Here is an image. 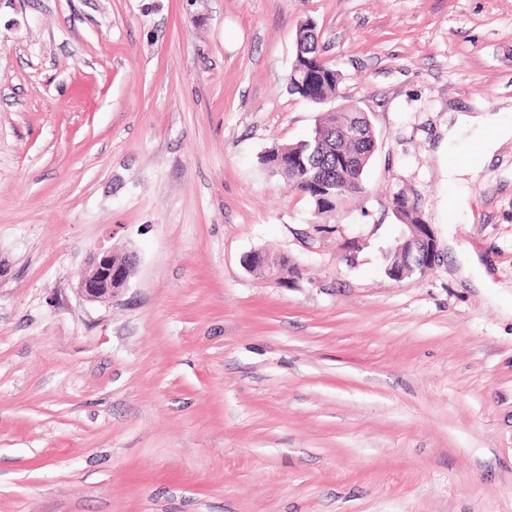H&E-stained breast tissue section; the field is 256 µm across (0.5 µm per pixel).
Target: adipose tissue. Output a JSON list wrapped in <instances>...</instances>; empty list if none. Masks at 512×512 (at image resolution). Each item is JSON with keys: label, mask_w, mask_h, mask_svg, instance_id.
I'll return each instance as SVG.
<instances>
[{"label": "adipose tissue", "mask_w": 512, "mask_h": 512, "mask_svg": "<svg viewBox=\"0 0 512 512\" xmlns=\"http://www.w3.org/2000/svg\"><path fill=\"white\" fill-rule=\"evenodd\" d=\"M472 131L477 144L476 151L467 163L449 166L447 170L448 186L458 189L466 178L474 176L481 161L490 158L498 147L512 139V125L494 118L476 119L460 112L448 115L449 134Z\"/></svg>", "instance_id": "1"}]
</instances>
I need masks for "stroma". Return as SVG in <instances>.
Masks as SVG:
<instances>
[{
    "instance_id": "obj_1",
    "label": "stroma",
    "mask_w": 512,
    "mask_h": 512,
    "mask_svg": "<svg viewBox=\"0 0 512 512\" xmlns=\"http://www.w3.org/2000/svg\"><path fill=\"white\" fill-rule=\"evenodd\" d=\"M344 105L377 147L319 215L259 158ZM452 111L512 123V0H0V512H512V141L451 209ZM399 191L437 256L397 281ZM101 246L137 273L90 302ZM295 58L288 74L287 91L315 105L338 97L340 74L324 56L317 23L306 18L296 31Z\"/></svg>"
}]
</instances>
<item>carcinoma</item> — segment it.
Listing matches in <instances>:
<instances>
[{
    "label": "carcinoma",
    "instance_id": "carcinoma-1",
    "mask_svg": "<svg viewBox=\"0 0 512 512\" xmlns=\"http://www.w3.org/2000/svg\"><path fill=\"white\" fill-rule=\"evenodd\" d=\"M317 23L307 18L296 31L295 58L288 74L287 91L315 105L338 97L340 74L324 56ZM375 131L359 110L343 106L329 112L312 133L295 143L275 144L261 163L291 181L324 215L364 192V176L376 150ZM390 206L402 224H420L417 204L395 194ZM385 267L415 265L400 247L384 255Z\"/></svg>",
    "mask_w": 512,
    "mask_h": 512
}]
</instances>
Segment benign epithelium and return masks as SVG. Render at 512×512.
<instances>
[{
	"label": "benign epithelium",
	"instance_id": "obj_1",
	"mask_svg": "<svg viewBox=\"0 0 512 512\" xmlns=\"http://www.w3.org/2000/svg\"><path fill=\"white\" fill-rule=\"evenodd\" d=\"M407 241L423 255V267L429 269L436 254V240L427 224H409ZM137 258L131 252L99 248L90 256L77 292L88 301L112 299L127 288L134 276Z\"/></svg>",
	"mask_w": 512,
	"mask_h": 512
}]
</instances>
